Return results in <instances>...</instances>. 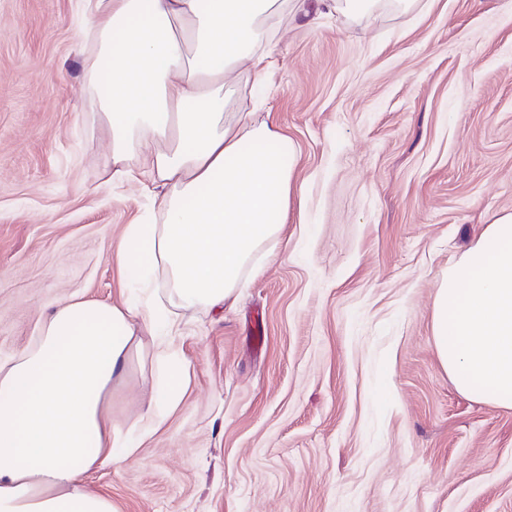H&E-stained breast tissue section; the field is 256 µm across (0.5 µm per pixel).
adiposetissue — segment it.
I'll list each match as a JSON object with an SVG mask.
<instances>
[{
	"label": "adipose tissue",
	"mask_w": 512,
	"mask_h": 512,
	"mask_svg": "<svg viewBox=\"0 0 512 512\" xmlns=\"http://www.w3.org/2000/svg\"><path fill=\"white\" fill-rule=\"evenodd\" d=\"M282 0H85L80 38L93 118L111 136L107 180L161 204L112 253L121 303L61 300L33 342L0 359V512H115L86 477L136 459L183 403L191 368L177 311H223L292 204L299 152L250 112L226 109L241 66H272ZM150 352L151 394L126 427L112 386Z\"/></svg>",
	"instance_id": "adipose-tissue-1"
}]
</instances>
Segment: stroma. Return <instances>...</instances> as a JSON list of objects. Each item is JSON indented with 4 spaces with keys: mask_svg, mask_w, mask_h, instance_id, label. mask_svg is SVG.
Instances as JSON below:
<instances>
[{
    "mask_svg": "<svg viewBox=\"0 0 512 512\" xmlns=\"http://www.w3.org/2000/svg\"><path fill=\"white\" fill-rule=\"evenodd\" d=\"M81 0H0V357L64 298L120 302L112 249L158 198L102 186ZM264 81L300 154L291 211L234 307L185 312L184 404L137 460L90 474L116 512H512V409L461 394L432 338L436 291L512 213V0L293 14ZM150 359L112 387L142 415Z\"/></svg>",
    "mask_w": 512,
    "mask_h": 512,
    "instance_id": "stroma-1",
    "label": "stroma"
}]
</instances>
